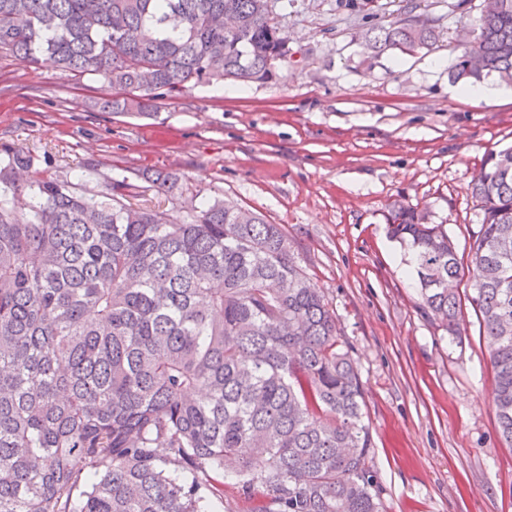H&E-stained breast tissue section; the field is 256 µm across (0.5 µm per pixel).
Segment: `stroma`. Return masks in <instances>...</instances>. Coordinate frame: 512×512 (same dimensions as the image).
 <instances>
[{"mask_svg":"<svg viewBox=\"0 0 512 512\" xmlns=\"http://www.w3.org/2000/svg\"><path fill=\"white\" fill-rule=\"evenodd\" d=\"M458 0H375L385 24L416 4L444 29L438 48L369 57L365 22L341 0L279 9L290 62L277 80L192 86L158 96L147 115L103 112L118 96L50 59L0 55V147L31 154L47 177L91 195L127 178L132 205L187 220L191 202L227 199L284 225L300 266L324 292L366 392L373 464L386 512H512V448L501 439L491 342L470 295L483 155L512 145V84L496 103L448 80L461 51ZM146 169L181 175L171 194L139 187ZM425 212L453 238L465 275L462 335L423 312L406 249L385 214Z\"/></svg>","mask_w":512,"mask_h":512,"instance_id":"obj_1","label":"stroma"}]
</instances>
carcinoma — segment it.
I'll return each mask as SVG.
<instances>
[{
	"label": "carcinoma",
	"instance_id": "cac0c4a2",
	"mask_svg": "<svg viewBox=\"0 0 512 512\" xmlns=\"http://www.w3.org/2000/svg\"><path fill=\"white\" fill-rule=\"evenodd\" d=\"M268 2L0 0V54L96 74L126 91L106 108L145 114L160 91L276 79L289 50ZM472 25L449 79L512 83V0ZM439 42L402 18L362 32L373 57ZM32 168L0 149V512H216L227 478L243 500L225 512H383L351 347L283 225L220 199L177 223L126 203L124 179L100 201ZM481 170L471 303L512 447V146ZM387 222L420 307L460 336L445 225L401 204Z\"/></svg>",
	"mask_w": 512,
	"mask_h": 512
}]
</instances>
